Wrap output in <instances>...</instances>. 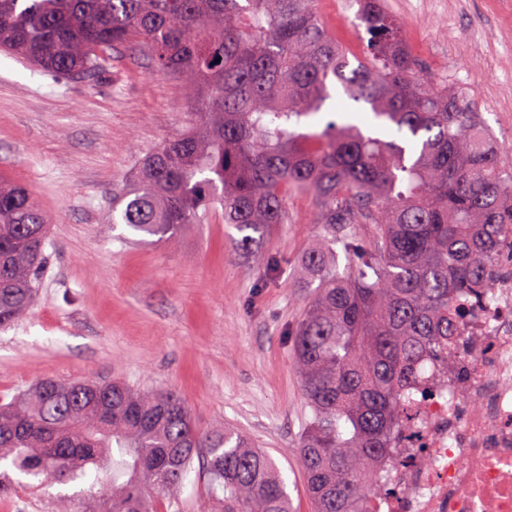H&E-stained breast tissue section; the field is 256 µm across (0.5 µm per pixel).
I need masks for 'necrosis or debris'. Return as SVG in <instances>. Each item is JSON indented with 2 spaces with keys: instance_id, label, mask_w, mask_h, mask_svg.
Wrapping results in <instances>:
<instances>
[{
  "instance_id": "necrosis-or-debris-1",
  "label": "necrosis or debris",
  "mask_w": 512,
  "mask_h": 512,
  "mask_svg": "<svg viewBox=\"0 0 512 512\" xmlns=\"http://www.w3.org/2000/svg\"><path fill=\"white\" fill-rule=\"evenodd\" d=\"M465 344L441 376L425 366L410 416L378 467L367 512H512V234L483 302L458 319Z\"/></svg>"
}]
</instances>
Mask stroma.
<instances>
[{
	"instance_id": "stroma-1",
	"label": "stroma",
	"mask_w": 512,
	"mask_h": 512,
	"mask_svg": "<svg viewBox=\"0 0 512 512\" xmlns=\"http://www.w3.org/2000/svg\"><path fill=\"white\" fill-rule=\"evenodd\" d=\"M424 68L465 88L512 165V0H388ZM177 84L144 55L112 54L96 78L55 76L0 51V180L35 192L53 222L38 302L0 328V398L42 378L174 392L201 430L232 426L276 461L293 512H312L296 443L311 411L293 362L310 291L297 268L318 234L314 201L242 242L221 214L172 241L109 223L135 151L188 120ZM0 512H55L63 485L29 487ZM190 471L166 512H202Z\"/></svg>"
}]
</instances>
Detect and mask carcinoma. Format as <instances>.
Wrapping results in <instances>:
<instances>
[{
	"label": "carcinoma",
	"mask_w": 512,
	"mask_h": 512,
	"mask_svg": "<svg viewBox=\"0 0 512 512\" xmlns=\"http://www.w3.org/2000/svg\"><path fill=\"white\" fill-rule=\"evenodd\" d=\"M352 3L368 35L355 66L317 0H0V49L90 79L104 53L144 48L190 101L191 125L136 153L112 197L133 233L171 240L214 211L259 233L288 223V198L315 197L321 232L300 266L312 297L293 337L314 512H366L382 492L406 392L422 361L454 357L453 305L485 299L512 225V168L465 91L426 75L386 0ZM338 85L372 132L346 119L297 130ZM50 223L0 181L1 327L37 299ZM2 462L84 485L56 512H80L81 494L97 512H160L195 464L218 512H290L273 458L244 432H202L178 396L117 380L44 378L1 401Z\"/></svg>",
	"instance_id": "1"
}]
</instances>
